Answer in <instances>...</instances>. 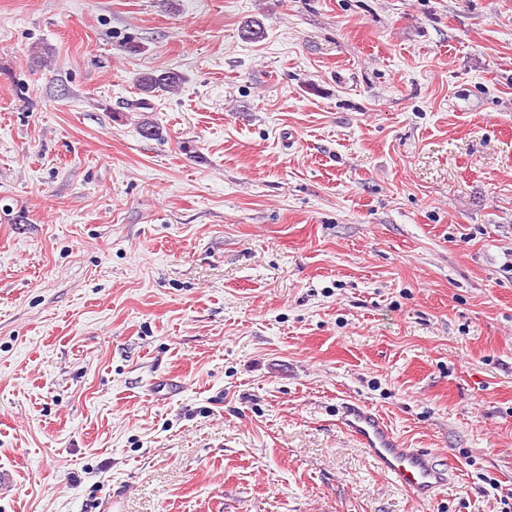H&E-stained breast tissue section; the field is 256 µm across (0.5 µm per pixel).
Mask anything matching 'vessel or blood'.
I'll list each match as a JSON object with an SVG mask.
<instances>
[{"label": "vessel or blood", "instance_id": "b4317fda", "mask_svg": "<svg viewBox=\"0 0 512 512\" xmlns=\"http://www.w3.org/2000/svg\"><path fill=\"white\" fill-rule=\"evenodd\" d=\"M342 423L380 470L414 499L431 497L450 480L448 467L439 464L426 449L404 447L387 423L369 408L346 404Z\"/></svg>", "mask_w": 512, "mask_h": 512}]
</instances>
